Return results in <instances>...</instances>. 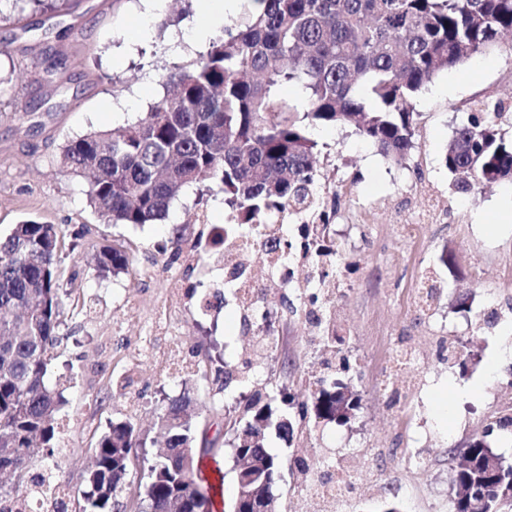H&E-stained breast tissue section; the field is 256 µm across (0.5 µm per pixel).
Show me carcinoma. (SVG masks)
I'll return each mask as SVG.
<instances>
[{
	"instance_id": "cac0c4a2",
	"label": "carcinoma",
	"mask_w": 512,
	"mask_h": 512,
	"mask_svg": "<svg viewBox=\"0 0 512 512\" xmlns=\"http://www.w3.org/2000/svg\"><path fill=\"white\" fill-rule=\"evenodd\" d=\"M243 26L226 25L206 51L162 75L175 85L124 126L93 130L68 142L61 164L88 179L90 206L105 224L143 226L165 219L170 203L189 184L210 183L236 212L211 242L219 246L261 229L272 212L315 207V142L308 127L350 125L389 163L403 166L414 148L411 100L441 72L500 46L512 32V0H252ZM299 82L309 109L297 118L277 96ZM512 104L478 100L457 125L444 153L452 187L512 181V142L500 124ZM330 225L313 224L304 241L272 239L276 248L321 251ZM55 224L24 220L0 234V512H23L36 483L37 460L56 445V416L64 400L46 384L51 351L64 314ZM121 245L95 254L106 278L128 270ZM344 385L320 383L283 422L259 390L234 413L224 414L222 436L275 475L278 457L258 436L274 429L290 442L309 412L347 419L359 407ZM189 393L172 399L160 416L164 447L156 449L143 485L155 512H212L214 486L201 470L189 474L180 448L198 447L187 409ZM145 441L130 421L114 422L95 446L83 504L76 512H128L122 496L129 460L145 458ZM489 442L471 438L463 450L470 467L448 473L452 512H467L466 492L488 495L486 512H512V464L489 471Z\"/></svg>"
}]
</instances>
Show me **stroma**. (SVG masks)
I'll return each instance as SVG.
<instances>
[{
    "instance_id": "obj_1",
    "label": "stroma",
    "mask_w": 512,
    "mask_h": 512,
    "mask_svg": "<svg viewBox=\"0 0 512 512\" xmlns=\"http://www.w3.org/2000/svg\"><path fill=\"white\" fill-rule=\"evenodd\" d=\"M197 0H165L153 36L132 41L142 0H0V232L35 219L60 225L62 266L74 291L65 301L63 340L46 381L62 391L55 456L68 508L85 489L97 437L115 420H132L146 443L170 398L195 384L199 427L234 410L245 387L221 389L224 363L251 360L255 376L273 392H297L322 375L318 331L305 318L303 291L274 298V338L259 347L231 299L215 293L201 273L193 244L210 226L228 222L222 194L207 185L185 187L167 218L141 227L102 223L87 202L84 179L59 165L62 147L98 128L133 121L163 94L162 73L193 60L184 42ZM512 97V52L499 49L440 73L414 101L415 142L406 166L388 163L353 128L314 125L316 169L329 187L323 206L331 236L345 248L335 292L322 303L333 313L342 353L351 364L342 379L360 407L348 423L311 422L286 444L268 433L264 445L284 461L273 492L281 512H322L307 497L298 460L353 463L348 512L374 503L385 484L403 512H441L448 496L449 449L481 433L487 418L512 413V375L491 366L512 332V220L498 202L512 195L504 181L463 194L452 190L444 149L469 105L483 96ZM341 188L334 198L333 188ZM439 191L452 204L446 218L426 225L417 242L400 237L397 223ZM181 237L180 255L167 245ZM118 243L133 256L128 273L101 281L89 264L97 250ZM450 255L444 265L442 255ZM442 289L430 318L407 298L415 275ZM468 295L469 307L456 306ZM171 310L176 345L159 343L156 356L137 353L146 325L160 307ZM498 311L499 322L484 317ZM404 341L428 363L405 418H391L377 378L392 340ZM420 457L423 469H408Z\"/></svg>"
}]
</instances>
